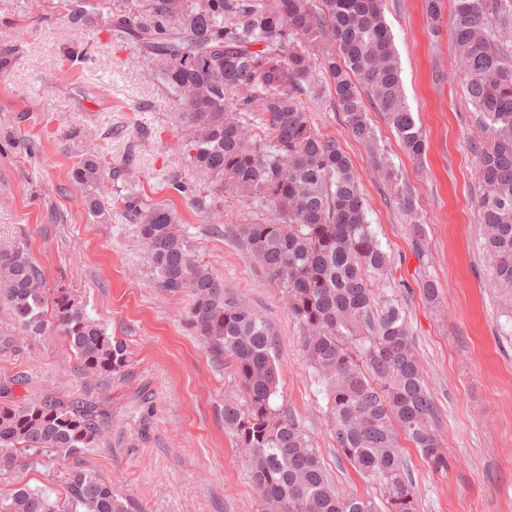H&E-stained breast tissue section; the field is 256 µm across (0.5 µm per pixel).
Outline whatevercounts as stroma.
<instances>
[{
  "mask_svg": "<svg viewBox=\"0 0 512 512\" xmlns=\"http://www.w3.org/2000/svg\"><path fill=\"white\" fill-rule=\"evenodd\" d=\"M405 101L421 126L424 158H410L385 121L370 112L377 145L398 166L415 204L405 216L372 161L367 145L345 130L329 103L315 109L317 130L336 138L350 157L368 204V219L393 262L419 362L439 412L438 434L448 467H431L412 446L402 455L416 483L417 512H512V296L489 288L479 217L475 144L482 134L463 95L456 67L452 13L443 9L432 34L424 0H385ZM12 50L0 70V248L24 243L48 288L75 289L89 313L126 343L130 365L122 378H83L58 333L32 336L0 351V384L21 400L48 392L68 399L93 394L112 409L107 447L77 458L111 480L144 512H268L224 429L225 399L242 391L228 361L216 358L186 324V296L165 294L144 258L137 227L122 204L105 218L86 209L71 177L76 156L102 165L125 162L145 203L162 204L224 292L250 307L276 337L280 396L318 448L339 494L378 499L338 451L326 401L307 368L297 325L283 294L251 260L239 229L266 222L268 211L225 192L204 212L191 207L177 183L195 173L178 148L180 121L155 76L137 67L134 46L113 42L91 24L73 30L59 0H0V51ZM82 55L67 61V51ZM425 230L418 257L411 223ZM440 299L425 302L424 279ZM29 382L13 383L17 373ZM63 466L49 463L0 475V512L26 485L65 502Z\"/></svg>",
  "mask_w": 512,
  "mask_h": 512,
  "instance_id": "stroma-1",
  "label": "stroma"
}]
</instances>
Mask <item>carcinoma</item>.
Here are the masks:
<instances>
[{
	"label": "carcinoma",
	"instance_id": "1",
	"mask_svg": "<svg viewBox=\"0 0 512 512\" xmlns=\"http://www.w3.org/2000/svg\"><path fill=\"white\" fill-rule=\"evenodd\" d=\"M452 34L463 93L486 134L477 153L475 199L484 248L498 288L512 291V0H452ZM70 26L95 22L138 48L139 67L158 77L183 123L182 155L204 183L188 192L199 210L226 190L270 209L267 223L244 224L249 257L283 290L309 366L327 401L337 448L386 512H416L415 483L400 439L436 469L448 467L436 410L397 292L381 288L391 264L367 218L349 157L319 133L312 107L330 97L353 138L372 143L368 108L385 114L407 153L426 140L407 106L384 0H65ZM378 165L396 202L400 169ZM99 218L95 190L122 179L118 196L138 225L145 259L169 295L189 298L186 323L214 356L231 360L242 400L224 402V429L272 512H377L369 499L341 496L298 421L276 404L279 371L273 335L253 310L224 295V283L198 260L169 208L146 205L126 170L86 153L72 167ZM0 307L26 336L50 329L63 338L83 375L122 377L127 346L112 339L69 288L47 294L26 247L0 250ZM112 412L98 401L54 393L18 402L0 385V472L74 459L103 444ZM66 512H141L112 482L71 466ZM8 512H60L41 489L16 488Z\"/></svg>",
	"mask_w": 512,
	"mask_h": 512
}]
</instances>
